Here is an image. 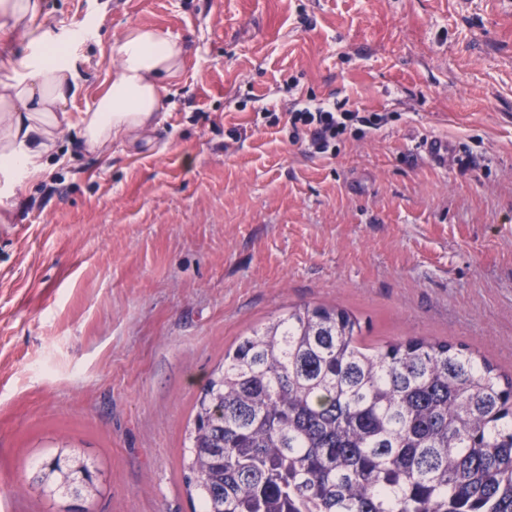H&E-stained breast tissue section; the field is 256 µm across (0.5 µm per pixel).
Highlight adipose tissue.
<instances>
[{
    "label": "adipose tissue",
    "mask_w": 512,
    "mask_h": 512,
    "mask_svg": "<svg viewBox=\"0 0 512 512\" xmlns=\"http://www.w3.org/2000/svg\"><path fill=\"white\" fill-rule=\"evenodd\" d=\"M41 0H0V24L27 40L20 69L0 76V196L18 179L36 180L55 134L78 94L79 74L64 39L44 26ZM116 65L111 88L79 115L76 129L89 150L151 126L168 82L183 66L182 46L168 31L133 26L110 47Z\"/></svg>",
    "instance_id": "adipose-tissue-1"
}]
</instances>
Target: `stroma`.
Returning <instances> with one entry per match:
<instances>
[{"mask_svg": "<svg viewBox=\"0 0 512 512\" xmlns=\"http://www.w3.org/2000/svg\"><path fill=\"white\" fill-rule=\"evenodd\" d=\"M80 60L157 26L185 50L149 130L0 200V512H197L196 401L240 337L295 306L347 310L370 348L468 349L512 376V0H42ZM349 100L380 128L309 153L263 112ZM448 143V163L419 148ZM99 492L23 471L58 448Z\"/></svg>", "mask_w": 512, "mask_h": 512, "instance_id": "obj_1", "label": "stroma"}]
</instances>
